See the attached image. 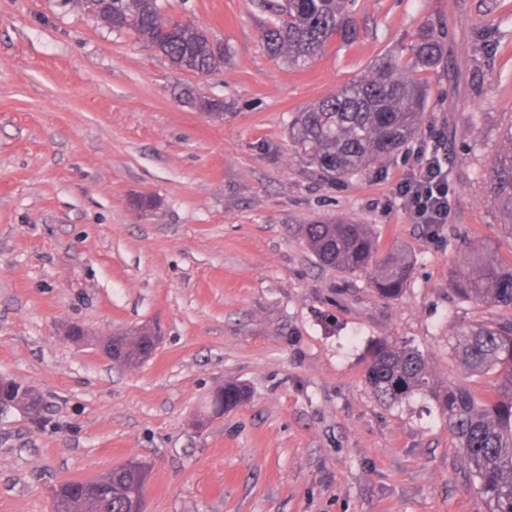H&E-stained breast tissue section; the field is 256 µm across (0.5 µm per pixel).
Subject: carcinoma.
Returning a JSON list of instances; mask_svg holds the SVG:
<instances>
[{"label": "carcinoma", "instance_id": "cac0c4a2", "mask_svg": "<svg viewBox=\"0 0 512 512\" xmlns=\"http://www.w3.org/2000/svg\"><path fill=\"white\" fill-rule=\"evenodd\" d=\"M348 0H260L271 22L262 34L267 54L290 70L307 68L334 39L344 44L357 38L346 10ZM109 29L133 33L154 47L181 71L208 74L224 67L229 51L207 46L204 28L179 27L168 37V22L158 0H112ZM443 62L440 31L428 25L406 45L372 60L366 74L336 93L325 96L289 124V136L309 165L330 176L358 172L390 155L417 132L428 99V84L419 75L434 72ZM506 146L496 156L489 179L500 223L512 228V127ZM300 233L319 262L350 276L374 271L371 288L385 301L406 292L413 267L411 257L394 248L378 252L367 224L345 219L303 224ZM451 292L461 300L498 308H512V263L488 248L469 249L466 264L452 271ZM151 342L144 326L117 340L122 365L137 366L139 352ZM454 349L472 376L496 375L482 395L462 386L437 388L428 362L419 351L393 340L375 343L364 378L374 397L390 405L417 393H427L448 422L464 467L489 512H512V319L464 325L455 332ZM248 397L246 389L227 384L211 405L233 408ZM149 467L114 468L83 480H65L51 487L53 512H136Z\"/></svg>", "mask_w": 512, "mask_h": 512}]
</instances>
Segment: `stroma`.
I'll list each match as a JSON object with an SVG mask.
<instances>
[{
  "label": "stroma",
  "mask_w": 512,
  "mask_h": 512,
  "mask_svg": "<svg viewBox=\"0 0 512 512\" xmlns=\"http://www.w3.org/2000/svg\"><path fill=\"white\" fill-rule=\"evenodd\" d=\"M160 3L224 42L221 70H176L80 0H0V376L43 402L37 421L0 414V512H49L51 485L130 460L150 467L147 512H489L434 401L381 403L364 370L388 337L419 349L435 384L494 382L450 340L512 311L456 298L448 275L473 244L512 262L480 178L512 126V0H354L357 39L302 71L263 52L255 0ZM427 23L445 58L416 134L354 175L303 161L293 114ZM443 133L448 221L431 229L398 189ZM334 218L409 253L402 298L317 264L299 227ZM144 325L160 334L145 362L100 355ZM230 382L248 399L199 421Z\"/></svg>",
  "instance_id": "1"
}]
</instances>
